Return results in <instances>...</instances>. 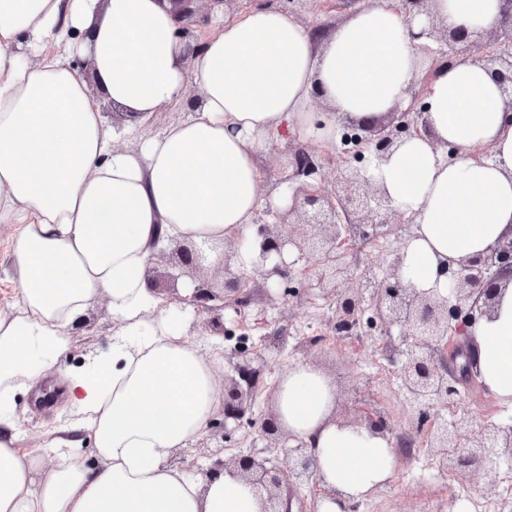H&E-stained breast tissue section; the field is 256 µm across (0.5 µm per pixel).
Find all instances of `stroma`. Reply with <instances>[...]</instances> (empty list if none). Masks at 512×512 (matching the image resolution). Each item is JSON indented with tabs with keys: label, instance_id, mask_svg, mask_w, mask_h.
<instances>
[{
	"label": "stroma",
	"instance_id": "1",
	"mask_svg": "<svg viewBox=\"0 0 512 512\" xmlns=\"http://www.w3.org/2000/svg\"><path fill=\"white\" fill-rule=\"evenodd\" d=\"M368 0H233L224 9L233 16L271 3L288 11L301 25L311 29H334ZM303 149L315 155L321 164L319 185L334 192L342 166L344 147L340 139L319 141L307 130L291 127L271 138L258 155L263 179L261 194H270L280 179L292 174L291 157ZM413 224H394L391 235L381 245L358 241L350 253L353 274L376 269L386 263L389 249L410 240ZM290 295L280 297L277 308H270L262 291H254L244 314L224 307L192 317L190 331L206 351L220 353L217 377L232 374L236 363L229 352L243 346L245 356L260 375L261 389L251 402L256 415L273 411L272 388L275 381L298 362L320 364L336 384L337 404L342 408L366 405L387 418L394 433L405 430L403 395L396 378L398 363L385 351L389 336L360 326L351 336L336 335V301L330 295H314L302 274H295ZM112 349V314L107 300H99L89 310L84 323L75 331L74 345L64 356L58 371L48 373L30 390L15 397L19 417V445L35 450L41 447L47 431L65 418V374L83 367L89 356ZM453 416L469 415L474 426L490 423L512 425V406L500 402L487 390L463 393ZM256 454L280 463L286 458L283 448L270 446L249 425L225 431L223 414H216L194 448L178 455L174 463L194 476L206 477L210 468L234 454ZM491 501L496 512H512V463L500 464L483 476L481 483L454 477L444 483L442 474L432 465L427 447L416 446L399 457V465L389 481L368 499L349 506L348 512H474L473 506Z\"/></svg>",
	"mask_w": 512,
	"mask_h": 512
}]
</instances>
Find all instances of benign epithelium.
<instances>
[{
	"label": "benign epithelium",
	"instance_id": "obj_1",
	"mask_svg": "<svg viewBox=\"0 0 512 512\" xmlns=\"http://www.w3.org/2000/svg\"><path fill=\"white\" fill-rule=\"evenodd\" d=\"M499 23L483 31L488 45L480 62L490 72L502 92L509 98L512 109V0H502ZM396 8L413 22L419 16L428 18V28L418 33L429 42L418 49L431 60L425 79L453 63L458 45L475 35L466 29L450 30L432 15L430 0H396ZM426 105L416 112L394 110L371 124L346 119L351 129L354 153L381 159L393 151L403 139L427 132ZM292 177H312L320 165L305 151L294 152ZM294 206L288 215L294 216L288 233L282 234L277 225L262 223L257 230L259 252L252 273L262 281L268 298L291 274L296 259L306 255L318 257L312 274V287L330 291L336 298V322L339 333L358 328L365 313H372L371 322L386 335L397 328L407 348H390L402 353L398 379L407 409L406 423L417 430L435 409L433 422L424 438L427 448L441 472L466 474L475 481L483 471H490L502 462L512 460V427L487 424L480 428L462 415L453 422L441 418V411L460 401V387L476 386L480 377L477 359L470 345L460 340L469 336V329L479 319L494 311L500 291L512 282V237L500 239L482 254L461 260H450L440 270L448 279V289H419L404 276V256L407 243L389 253L387 268L379 274L372 269L353 276L347 246L351 225H356L363 237L378 240L387 236L396 218L402 216L392 206L387 193L372 183L362 171L345 167L340 174V186L332 195L302 183L293 191ZM240 246L224 242V287L234 293L231 305L236 310L248 305L250 279L237 271ZM171 262V267L187 269L195 265L192 252L180 251L170 258L166 253L156 257V263ZM350 288H342L347 280ZM219 296L205 281H198L191 302L200 304L201 311L216 309L212 302ZM259 374L249 365L235 366V374L224 378V424L243 418L248 399L258 389ZM342 426L366 427L382 435L390 432L387 420L367 406L356 409L352 419L339 421ZM259 433L276 448L288 449V463L277 466L267 457L240 454L224 460V470L236 473L259 494L262 512H289L283 506L280 490L290 478L307 483L317 482V467L311 449L294 442L274 416L264 419Z\"/></svg>",
	"mask_w": 512,
	"mask_h": 512
}]
</instances>
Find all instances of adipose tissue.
<instances>
[{"instance_id": "adipose-tissue-1", "label": "adipose tissue", "mask_w": 512, "mask_h": 512, "mask_svg": "<svg viewBox=\"0 0 512 512\" xmlns=\"http://www.w3.org/2000/svg\"><path fill=\"white\" fill-rule=\"evenodd\" d=\"M432 12L451 29H490L501 2L434 0ZM214 15L193 52L168 0H0V224L15 229L17 294L0 309V512H261L237 474L197 480L172 464L221 406L218 359L187 333L183 313L161 308L150 267L179 245L198 266L219 267L228 240L250 267L257 213L293 204L286 187L259 191L257 154L278 126L292 120L329 139L339 117L368 123L407 108L420 72L391 0H372L319 44L270 6ZM194 88L200 107L153 136L108 125L101 108L106 100L144 122L185 107ZM315 95L328 107L318 120ZM424 96L427 133L366 175L412 218L405 272L427 289L445 287L446 260L512 234V116L468 56ZM443 143L457 148L453 161ZM102 298L116 327L111 356L67 374L69 413L41 451L18 447L14 395L58 369ZM470 334L485 385L512 404V284ZM335 411L325 373L289 367L276 413L313 450L317 512L367 499L397 466L388 437L339 426ZM83 432L97 467L73 452Z\"/></svg>"}]
</instances>
